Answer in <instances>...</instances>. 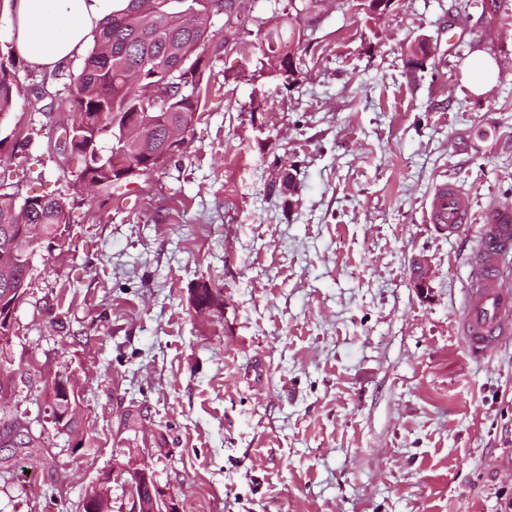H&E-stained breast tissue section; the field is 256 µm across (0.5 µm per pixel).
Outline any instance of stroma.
Listing matches in <instances>:
<instances>
[{
  "instance_id": "obj_1",
  "label": "stroma",
  "mask_w": 512,
  "mask_h": 512,
  "mask_svg": "<svg viewBox=\"0 0 512 512\" xmlns=\"http://www.w3.org/2000/svg\"><path fill=\"white\" fill-rule=\"evenodd\" d=\"M456 0H394L376 17L318 0L288 39L285 80L263 34L230 36L175 159L129 185L80 190L55 150L75 57L12 69L19 100L0 175L74 201L63 247L39 248L0 365L4 411L48 446L0 448V512H79L114 466L148 463L183 512H507L512 340L487 357L457 333L485 210L512 204V0L457 16ZM428 41L432 63H409ZM492 59V87L469 63ZM292 194L269 192L282 171ZM472 219L428 222L438 185ZM432 278L411 286L416 259ZM220 289L197 311L193 291ZM79 378L76 435L56 434L27 381Z\"/></svg>"
}]
</instances>
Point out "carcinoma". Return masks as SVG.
Segmentation results:
<instances>
[{
    "instance_id": "carcinoma-1",
    "label": "carcinoma",
    "mask_w": 512,
    "mask_h": 512,
    "mask_svg": "<svg viewBox=\"0 0 512 512\" xmlns=\"http://www.w3.org/2000/svg\"><path fill=\"white\" fill-rule=\"evenodd\" d=\"M235 0H172L160 7L155 0H130V7L107 19L96 32L91 49L84 58L80 72L70 79L69 111L79 117L82 136L70 141L69 153L82 159L78 179L102 187H110L119 171L131 164L123 142L136 143L142 159L140 174L156 168L149 159L167 147V132L171 128L185 130L200 103L199 90L214 59L206 56L209 48L225 54L228 39L225 33L250 35L248 25L255 21L252 12L234 10ZM224 17L222 28L214 21ZM191 55L180 73V80L169 73L185 55ZM16 66L13 52L0 56V115L12 111L24 91L11 76ZM141 74V84L152 85L164 105L150 113L151 131L140 135L132 127V117L143 111L138 90L130 83L131 74ZM105 115L106 122L98 120ZM109 136L110 146H100L103 136ZM67 198L33 195L17 204L15 195L0 192V237L10 234L16 241L13 248H0V269L11 271V281L0 274V316L11 300L8 296L17 288L26 272L32 248L22 235L18 214L26 209L29 222L42 226L43 234L53 239L65 233L69 223ZM19 418L0 414V446L4 448H37L46 444L42 436L22 433Z\"/></svg>"
}]
</instances>
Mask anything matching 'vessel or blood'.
Here are the masks:
<instances>
[{
  "instance_id": "1",
  "label": "vessel or blood",
  "mask_w": 512,
  "mask_h": 512,
  "mask_svg": "<svg viewBox=\"0 0 512 512\" xmlns=\"http://www.w3.org/2000/svg\"><path fill=\"white\" fill-rule=\"evenodd\" d=\"M429 219L452 233L466 224L469 209L463 189L440 184L430 201ZM511 254L512 207L497 205L485 212L468 262L459 331L474 355H485L512 337V290L501 285V269Z\"/></svg>"
}]
</instances>
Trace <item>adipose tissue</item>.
<instances>
[{
	"instance_id": "adipose-tissue-1",
	"label": "adipose tissue",
	"mask_w": 512,
	"mask_h": 512,
	"mask_svg": "<svg viewBox=\"0 0 512 512\" xmlns=\"http://www.w3.org/2000/svg\"><path fill=\"white\" fill-rule=\"evenodd\" d=\"M128 0H8L11 38L33 68L53 71L86 51L100 24Z\"/></svg>"
}]
</instances>
